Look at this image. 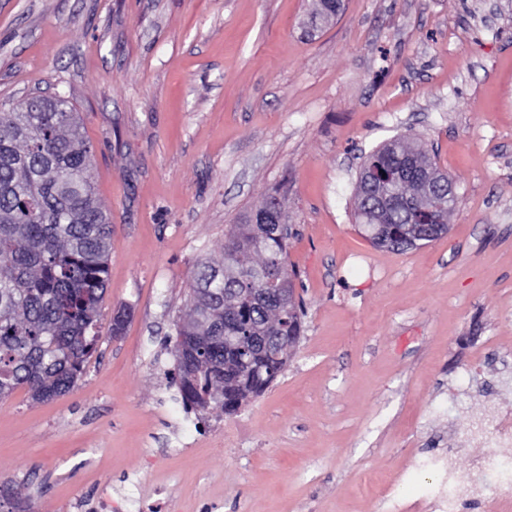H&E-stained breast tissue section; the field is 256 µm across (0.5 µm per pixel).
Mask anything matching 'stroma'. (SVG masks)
Here are the masks:
<instances>
[{"instance_id":"1","label":"stroma","mask_w":512,"mask_h":512,"mask_svg":"<svg viewBox=\"0 0 512 512\" xmlns=\"http://www.w3.org/2000/svg\"><path fill=\"white\" fill-rule=\"evenodd\" d=\"M0 0V104L63 95L112 216L97 352L46 402L0 400V512H438L512 412V0ZM405 135L458 207L403 253L354 219L365 154ZM279 195L303 336L237 414L186 411L175 324L198 261ZM130 317L112 332L119 310ZM473 474V473H472ZM486 440L495 441L505 448L512 447V420L501 417L487 419L478 417L461 436V441L481 443Z\"/></svg>"}]
</instances>
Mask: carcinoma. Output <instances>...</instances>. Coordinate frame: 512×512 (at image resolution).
I'll return each instance as SVG.
<instances>
[{
	"label": "carcinoma",
	"mask_w": 512,
	"mask_h": 512,
	"mask_svg": "<svg viewBox=\"0 0 512 512\" xmlns=\"http://www.w3.org/2000/svg\"><path fill=\"white\" fill-rule=\"evenodd\" d=\"M33 96L0 107V400L18 388L48 401L74 388L96 351L106 293L110 217L94 195V154L81 115L67 100L57 112L30 109ZM405 159L444 174L423 147L405 136L367 155L388 166ZM356 223L378 247L405 251L437 238L409 242L406 202L423 200L414 177L382 185L394 208L373 209L359 178ZM288 224L281 201L268 197L225 232L222 260L197 264L189 303L177 323L174 380L184 407L227 415L265 392L288 361L289 322L301 323L302 305L282 304L262 292L288 268Z\"/></svg>",
	"instance_id": "obj_1"
}]
</instances>
